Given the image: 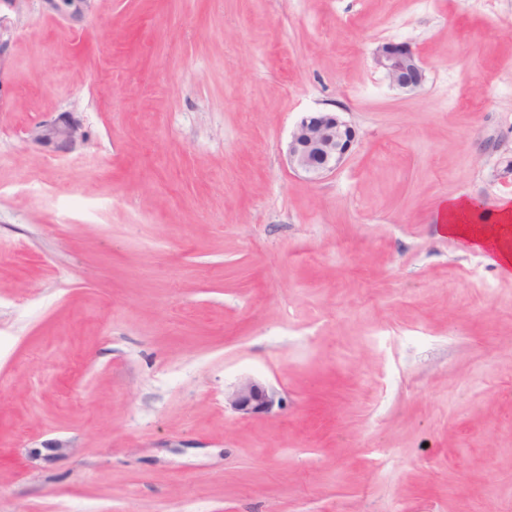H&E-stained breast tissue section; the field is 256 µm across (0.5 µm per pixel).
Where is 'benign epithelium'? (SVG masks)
Wrapping results in <instances>:
<instances>
[{
    "mask_svg": "<svg viewBox=\"0 0 512 512\" xmlns=\"http://www.w3.org/2000/svg\"><path fill=\"white\" fill-rule=\"evenodd\" d=\"M57 16L79 22L92 0H46ZM374 63L392 85L404 93L418 91L425 80L419 54L406 42H384L374 51ZM33 139L57 152L70 151L85 138L81 126L67 116L32 131ZM356 139L354 127L336 112H315L295 125L288 141V166L310 180L336 172L345 162ZM224 403L242 418L270 414L280 407L279 392L252 378H245L224 392Z\"/></svg>",
    "mask_w": 512,
    "mask_h": 512,
    "instance_id": "benign-epithelium-1",
    "label": "benign epithelium"
}]
</instances>
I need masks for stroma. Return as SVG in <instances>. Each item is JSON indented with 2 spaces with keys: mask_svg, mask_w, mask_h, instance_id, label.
Masks as SVG:
<instances>
[{
  "mask_svg": "<svg viewBox=\"0 0 512 512\" xmlns=\"http://www.w3.org/2000/svg\"><path fill=\"white\" fill-rule=\"evenodd\" d=\"M6 25L0 512H512V273L440 222L512 203V0H27ZM316 111L358 140L311 181L284 151ZM64 113L71 152L30 139ZM245 377L282 408H225ZM57 16L79 22L89 11L93 0H45ZM374 63L392 85L404 93H415L425 80L419 54L406 42H384L374 51Z\"/></svg>",
  "mask_w": 512,
  "mask_h": 512,
  "instance_id": "1",
  "label": "stroma"
}]
</instances>
